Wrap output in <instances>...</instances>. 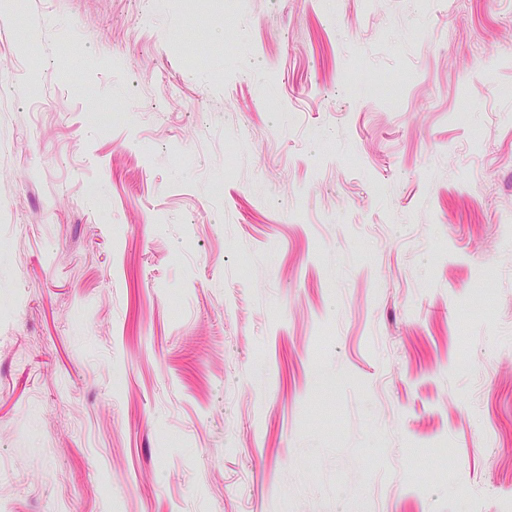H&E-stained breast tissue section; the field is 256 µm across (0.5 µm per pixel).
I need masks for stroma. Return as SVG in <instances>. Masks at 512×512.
<instances>
[{
  "mask_svg": "<svg viewBox=\"0 0 512 512\" xmlns=\"http://www.w3.org/2000/svg\"><path fill=\"white\" fill-rule=\"evenodd\" d=\"M0 512L512 502V0H0Z\"/></svg>",
  "mask_w": 512,
  "mask_h": 512,
  "instance_id": "obj_1",
  "label": "stroma"
}]
</instances>
